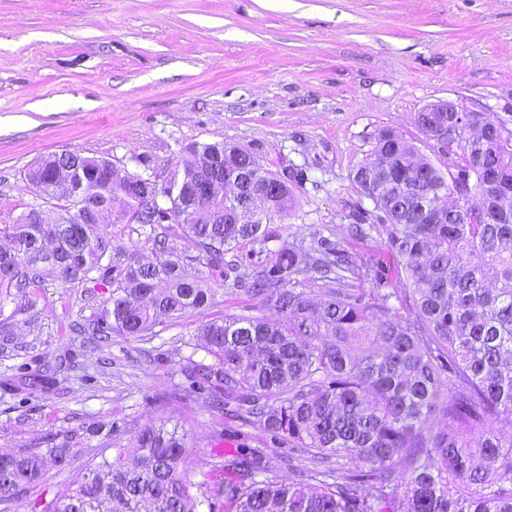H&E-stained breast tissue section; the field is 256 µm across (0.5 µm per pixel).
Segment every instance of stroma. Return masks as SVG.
<instances>
[{"label": "stroma", "instance_id": "obj_1", "mask_svg": "<svg viewBox=\"0 0 512 512\" xmlns=\"http://www.w3.org/2000/svg\"><path fill=\"white\" fill-rule=\"evenodd\" d=\"M440 100L512 132V0H0V225L37 203L26 172L43 155L78 150L164 180L183 147L224 142L273 172L306 169L276 233L342 244L365 203L353 174L381 133L441 170L457 163L415 123ZM111 294L48 281L6 321L0 378L16 387L0 389V452L82 424L168 418L210 472L229 440L184 370L201 321L242 313L248 298L216 289L204 312L96 349L70 326ZM65 350L73 365L54 389L26 385Z\"/></svg>", "mask_w": 512, "mask_h": 512}]
</instances>
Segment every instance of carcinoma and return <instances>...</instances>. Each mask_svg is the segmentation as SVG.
Segmentation results:
<instances>
[{
  "instance_id": "1",
  "label": "carcinoma",
  "mask_w": 512,
  "mask_h": 512,
  "mask_svg": "<svg viewBox=\"0 0 512 512\" xmlns=\"http://www.w3.org/2000/svg\"><path fill=\"white\" fill-rule=\"evenodd\" d=\"M461 123L419 112L426 138L448 126L461 151L465 200L429 159L411 174L418 149L390 132L373 155L378 171L354 175L382 220L361 213L347 245L276 237L269 225L294 209L307 180L298 168L270 171L244 148L213 143L184 151L163 184L134 174L112 183L111 162L76 150L52 153L27 172L36 195L56 197V169H75L80 194L58 219L38 203L0 226V309L35 305L51 277L62 286L92 280L112 296L78 326L79 335L136 338L160 318L201 312L214 288L253 301L252 313L199 325L206 357L190 361V388L221 416L257 430L220 475L199 476L184 437L166 422L108 431L81 426L0 454V505L27 500L31 512H512V135L485 112ZM213 174L205 201L195 184ZM265 198L262 217L241 224L239 198ZM170 207L139 214L145 196ZM149 228L152 258L117 244L111 229ZM181 230L178 246L171 225ZM381 239L383 256L354 247ZM275 246H269L270 242ZM250 244L247 252L242 246ZM197 267L190 276L186 267ZM48 365L32 386L56 385ZM115 455L88 464L62 492L43 486L45 462L66 469L92 437Z\"/></svg>"
}]
</instances>
